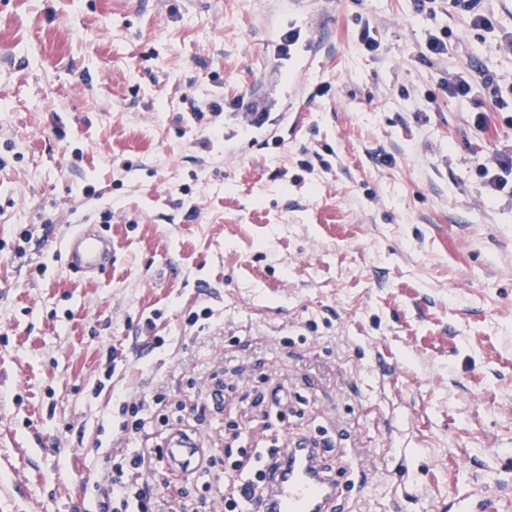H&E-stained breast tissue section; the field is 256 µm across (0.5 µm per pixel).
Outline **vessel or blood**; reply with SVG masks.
I'll return each mask as SVG.
<instances>
[{
  "mask_svg": "<svg viewBox=\"0 0 512 512\" xmlns=\"http://www.w3.org/2000/svg\"><path fill=\"white\" fill-rule=\"evenodd\" d=\"M302 33L294 24L282 26L275 41L274 60L282 62ZM225 111L244 115L256 130L268 124L266 115L252 99L241 97L224 105ZM62 249L70 271L88 279L97 278L112 267V238L98 224H76L63 237ZM164 461L176 475L194 471L201 463L202 450L196 437L173 431L165 441ZM339 482L324 449L307 438L282 448L265 477L247 500L248 512H336Z\"/></svg>",
  "mask_w": 512,
  "mask_h": 512,
  "instance_id": "1",
  "label": "vessel or blood"
}]
</instances>
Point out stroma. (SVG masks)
<instances>
[{
  "mask_svg": "<svg viewBox=\"0 0 512 512\" xmlns=\"http://www.w3.org/2000/svg\"><path fill=\"white\" fill-rule=\"evenodd\" d=\"M476 8L495 31L449 0H0V512H85L138 447L121 399L156 393L151 440L197 433L219 476L234 426L277 427L339 465L336 512L512 503V197L475 173L512 126L440 87L512 96V0ZM320 10L278 75L280 24ZM244 96L279 119L267 148L205 110ZM107 210L86 282L60 239ZM217 379L223 410L193 412ZM443 91L452 97H468L475 89L476 81L468 72H457L448 81L440 84Z\"/></svg>",
  "mask_w": 512,
  "mask_h": 512,
  "instance_id": "stroma-1",
  "label": "stroma"
}]
</instances>
